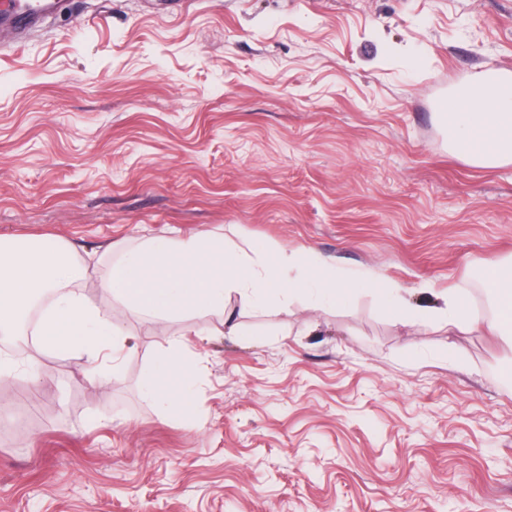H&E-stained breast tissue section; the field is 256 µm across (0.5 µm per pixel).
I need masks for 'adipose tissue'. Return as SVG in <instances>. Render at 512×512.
<instances>
[{"label":"adipose tissue","instance_id":"adipose-tissue-1","mask_svg":"<svg viewBox=\"0 0 512 512\" xmlns=\"http://www.w3.org/2000/svg\"><path fill=\"white\" fill-rule=\"evenodd\" d=\"M447 119L456 153L483 166L512 163V72L484 71L475 83L450 94ZM294 265L306 271V285L333 306L369 291L404 325L437 320L463 329L474 323L465 287L429 289L434 304L412 308L400 287L385 279L338 280L329 258L315 250L270 260L260 253L252 257L241 253L229 240L204 236L146 239L138 250L113 264L110 277L100 286L129 307L159 319L220 308L231 295L247 311L269 298L288 296L292 286L284 273ZM88 273V267L77 266L56 238L44 237L32 244L0 242V335H10L25 308L39 296L49 295L35 331L39 344L57 353H80L84 379L95 384L102 377L105 352L120 351L126 339L90 296L70 290L73 280ZM484 280L496 297L484 328L492 334L512 332V263L488 261ZM145 388L165 406L191 408L188 366L178 348L168 349L157 361Z\"/></svg>","mask_w":512,"mask_h":512}]
</instances>
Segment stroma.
<instances>
[{"instance_id":"stroma-1","label":"stroma","mask_w":512,"mask_h":512,"mask_svg":"<svg viewBox=\"0 0 512 512\" xmlns=\"http://www.w3.org/2000/svg\"><path fill=\"white\" fill-rule=\"evenodd\" d=\"M512 72V0H62L0 28V238L50 235L127 335L111 383L0 336V512H512V335L309 290L159 320L99 288L146 238L310 247L338 276L483 286L512 164L432 100ZM238 335H228L225 313ZM181 346L193 411L143 391Z\"/></svg>"}]
</instances>
